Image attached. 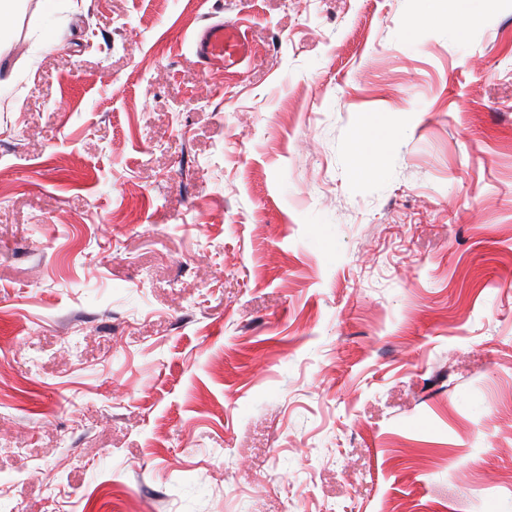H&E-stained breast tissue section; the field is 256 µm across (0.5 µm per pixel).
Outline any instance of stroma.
<instances>
[{"label":"stroma","mask_w":512,"mask_h":512,"mask_svg":"<svg viewBox=\"0 0 512 512\" xmlns=\"http://www.w3.org/2000/svg\"><path fill=\"white\" fill-rule=\"evenodd\" d=\"M218 21L253 53L215 72ZM0 485L11 512H512V0H24ZM195 48L197 56L216 70L235 68L250 54L249 43L234 23L206 26L196 36Z\"/></svg>","instance_id":"35a3bbf8"}]
</instances>
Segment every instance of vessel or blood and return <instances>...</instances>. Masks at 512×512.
Returning a JSON list of instances; mask_svg holds the SVG:
<instances>
[{"mask_svg":"<svg viewBox=\"0 0 512 512\" xmlns=\"http://www.w3.org/2000/svg\"><path fill=\"white\" fill-rule=\"evenodd\" d=\"M197 56L209 67L228 70L240 65L250 54V46L236 24L206 26L195 39Z\"/></svg>","mask_w":512,"mask_h":512,"instance_id":"b4317fda","label":"vessel or blood"}]
</instances>
